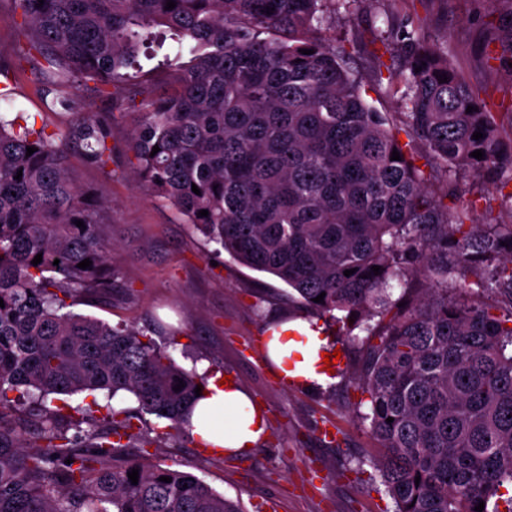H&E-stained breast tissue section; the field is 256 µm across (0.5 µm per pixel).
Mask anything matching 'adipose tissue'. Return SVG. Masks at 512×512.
<instances>
[{"label": "adipose tissue", "mask_w": 512, "mask_h": 512, "mask_svg": "<svg viewBox=\"0 0 512 512\" xmlns=\"http://www.w3.org/2000/svg\"><path fill=\"white\" fill-rule=\"evenodd\" d=\"M266 343L269 359L280 371H291L308 389L326 387L331 378L315 366L318 351H329L332 342L312 328L309 321L294 320L269 326ZM265 412L239 384H226L221 374L208 377L206 388L194 406L191 433L206 451L238 455L257 444L266 432L260 423Z\"/></svg>", "instance_id": "adipose-tissue-1"}]
</instances>
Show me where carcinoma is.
Returning a JSON list of instances; mask_svg holds the SVG:
<instances>
[{
    "mask_svg": "<svg viewBox=\"0 0 512 512\" xmlns=\"http://www.w3.org/2000/svg\"><path fill=\"white\" fill-rule=\"evenodd\" d=\"M174 2L11 0L21 38L0 55L39 75L62 127L0 111V512H243L199 477L149 461V447L186 430L204 377L131 327L66 311L110 304L116 287L101 207L71 176L63 144L74 137L88 163L107 167L116 115L87 111L76 90L92 82L111 96L151 46L167 49L170 83L131 99L134 177L240 264L293 290L307 314L352 316L367 332L361 419L395 512L481 502L512 512V193L505 218L476 224L462 185L470 170L512 180L497 115L448 44L409 34L398 65L378 56L375 70L404 88L403 143L363 99L345 51L317 35L324 0ZM425 155L445 179L440 195L417 165ZM392 280L405 284L396 299ZM102 390L136 406L108 405L98 419L47 405ZM146 415L165 432L150 436Z\"/></svg>",
    "mask_w": 512,
    "mask_h": 512,
    "instance_id": "obj_1",
    "label": "carcinoma"
}]
</instances>
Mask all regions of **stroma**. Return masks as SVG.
I'll return each mask as SVG.
<instances>
[{"mask_svg": "<svg viewBox=\"0 0 512 512\" xmlns=\"http://www.w3.org/2000/svg\"><path fill=\"white\" fill-rule=\"evenodd\" d=\"M512 14V0H326L320 35L344 46L347 66L360 81L366 102L401 122L400 94L374 77V55L390 61L400 53L404 32L422 30L444 41L460 76L497 113L503 134L512 133V78L486 60L485 49L500 50L497 30ZM15 86L8 106L30 115L36 125H55L29 67L0 59V87ZM80 95L94 112H116L112 161L88 164L67 144L69 169L80 186L110 206L112 265L118 286L108 305L75 303L74 313L113 326L129 325L168 345L184 368L204 364L232 376L265 408L264 439L249 452L228 458L205 453L191 435L180 433L152 448L151 459L192 473L244 512H394L374 460L379 444L361 415L368 396L354 380L364 331L343 352L346 371L322 390L287 389L276 369L261 358L269 320L287 316L289 289L206 242L168 204L147 194L131 174L129 150L134 114L126 93L98 97L90 87Z\"/></svg>", "mask_w": 512, "mask_h": 512, "instance_id": "stroma-1", "label": "stroma"}]
</instances>
